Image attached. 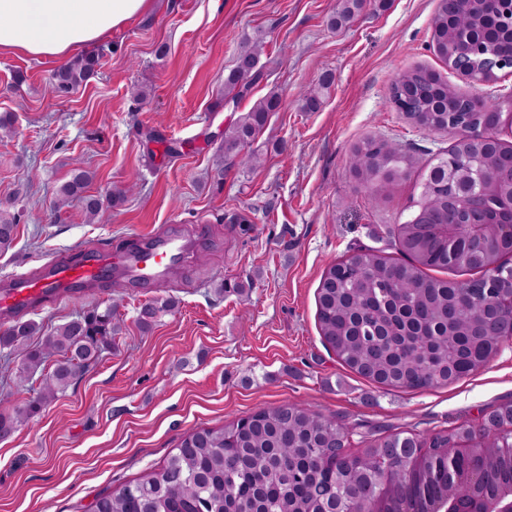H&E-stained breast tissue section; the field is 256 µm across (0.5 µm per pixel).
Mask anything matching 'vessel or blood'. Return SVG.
Listing matches in <instances>:
<instances>
[{
    "mask_svg": "<svg viewBox=\"0 0 512 512\" xmlns=\"http://www.w3.org/2000/svg\"><path fill=\"white\" fill-rule=\"evenodd\" d=\"M188 242L162 233L147 236L144 247L120 255L92 253L77 262L54 261L43 271L0 286V313L20 315L47 303L75 298L82 289L111 278L113 271L144 285L160 283Z\"/></svg>",
    "mask_w": 512,
    "mask_h": 512,
    "instance_id": "vessel-or-blood-1",
    "label": "vessel or blood"
}]
</instances>
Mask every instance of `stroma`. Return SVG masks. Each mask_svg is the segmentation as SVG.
<instances>
[{
	"label": "stroma",
	"instance_id": "35a3bbf8",
	"mask_svg": "<svg viewBox=\"0 0 512 512\" xmlns=\"http://www.w3.org/2000/svg\"><path fill=\"white\" fill-rule=\"evenodd\" d=\"M437 0L368 6L339 30L336 0H154L91 47L99 63L58 96L59 63L0 52V210L17 218L0 250V284L52 259L101 247L115 252L157 230L204 242L162 287L113 278L78 298L28 312L41 332L92 306L115 305L122 331L99 360L39 414L0 438V512H87L158 468L181 440L261 407L298 404L337 413L362 432L421 437L478 424L512 401V340L470 376L440 388L393 390L343 366L323 346L316 294L323 271L356 249L396 256L420 181L454 134L417 128L389 99L395 75L425 67L462 92L512 99V74L491 85L452 73L430 46ZM263 44L261 78L239 102L224 78L244 39ZM333 83L318 111L301 108L323 75ZM281 104L250 149L256 165L225 158L224 132L256 101ZM385 139L416 167L372 199L351 172L353 148ZM86 192L124 193L88 219L79 201L57 205L74 169ZM246 223L234 222V215ZM244 282V294L221 291ZM177 307L150 331L139 308L158 297Z\"/></svg>",
	"mask_w": 512,
	"mask_h": 512
}]
</instances>
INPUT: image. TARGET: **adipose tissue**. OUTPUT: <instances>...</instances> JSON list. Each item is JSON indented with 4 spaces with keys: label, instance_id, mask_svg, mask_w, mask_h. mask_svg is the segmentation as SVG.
<instances>
[{
    "label": "adipose tissue",
    "instance_id": "1",
    "mask_svg": "<svg viewBox=\"0 0 512 512\" xmlns=\"http://www.w3.org/2000/svg\"><path fill=\"white\" fill-rule=\"evenodd\" d=\"M152 0H0V52L62 59L151 8Z\"/></svg>",
    "mask_w": 512,
    "mask_h": 512
}]
</instances>
